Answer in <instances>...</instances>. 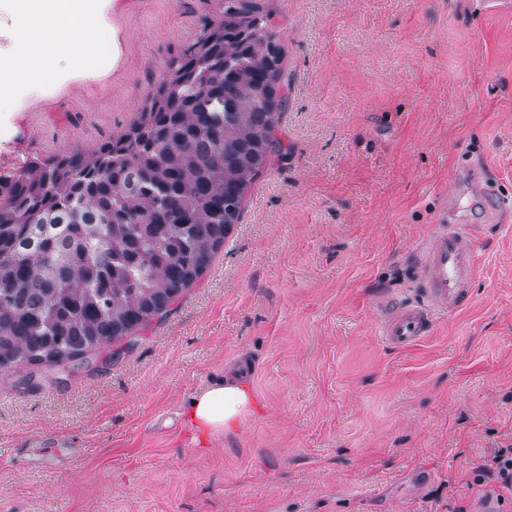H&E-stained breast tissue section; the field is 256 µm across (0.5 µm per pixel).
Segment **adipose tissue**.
<instances>
[{
	"label": "adipose tissue",
	"mask_w": 512,
	"mask_h": 512,
	"mask_svg": "<svg viewBox=\"0 0 512 512\" xmlns=\"http://www.w3.org/2000/svg\"><path fill=\"white\" fill-rule=\"evenodd\" d=\"M122 0H0V116L28 111L68 82L100 74ZM255 400L242 381L218 383L183 410L192 442L235 432Z\"/></svg>",
	"instance_id": "adipose-tissue-1"
}]
</instances>
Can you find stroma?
Listing matches in <instances>:
<instances>
[{
  "instance_id": "1",
  "label": "stroma",
  "mask_w": 512,
  "mask_h": 512,
  "mask_svg": "<svg viewBox=\"0 0 512 512\" xmlns=\"http://www.w3.org/2000/svg\"><path fill=\"white\" fill-rule=\"evenodd\" d=\"M118 56L0 126V174L92 148L221 0H124ZM286 154L198 285L119 361L0 374V512H451L512 442V0H272ZM480 227L470 304L401 350L443 211ZM256 406L195 448L180 412L239 370Z\"/></svg>"
}]
</instances>
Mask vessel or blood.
I'll list each match as a JSON object with an SVG mask.
<instances>
[{"label": "vessel or blood", "instance_id": "1", "mask_svg": "<svg viewBox=\"0 0 512 512\" xmlns=\"http://www.w3.org/2000/svg\"><path fill=\"white\" fill-rule=\"evenodd\" d=\"M476 234V225L447 223L434 233L419 271L425 300L389 308L381 324V335L389 346L415 345L431 332L437 318L467 305L469 283L477 274Z\"/></svg>", "mask_w": 512, "mask_h": 512}]
</instances>
